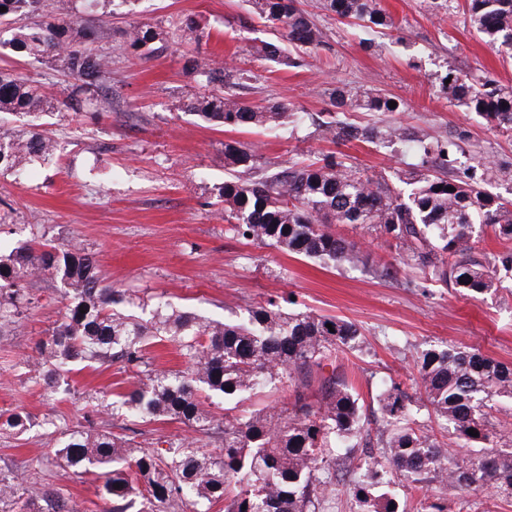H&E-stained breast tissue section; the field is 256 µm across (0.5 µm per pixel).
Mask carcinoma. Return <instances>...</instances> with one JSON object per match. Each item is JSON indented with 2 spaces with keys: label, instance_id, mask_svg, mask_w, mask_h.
<instances>
[{
  "label": "carcinoma",
  "instance_id": "obj_1",
  "mask_svg": "<svg viewBox=\"0 0 512 512\" xmlns=\"http://www.w3.org/2000/svg\"><path fill=\"white\" fill-rule=\"evenodd\" d=\"M72 0H0V25L10 38L0 48L65 65L75 82L54 102L40 83L0 70V112L37 117L54 107L69 112H104L99 88L110 79V61L94 43L97 31L72 21ZM253 14L268 22L275 39L254 46L261 59L298 68L304 54L323 42L322 30L299 0H251ZM322 8L342 23L389 29L394 20L380 0H323ZM464 11L480 38L498 52L512 54V0H465ZM175 30L183 42L199 43L192 19ZM156 28L131 24L126 49L139 56L155 51ZM192 81L209 92L194 94L188 111L226 128H274L292 116L283 103L254 108L229 85L245 87L255 75L228 76L205 58L190 60ZM441 90L488 123L512 131V87L462 78L447 69ZM396 102L390 108V102ZM337 113L401 112L405 102L351 85L329 93ZM325 136L385 147L412 142L421 165L410 173L406 192L383 177H369L346 158L327 154L317 162H294L272 169L245 144L224 142V221L226 232L246 242L274 246L326 265L360 267L367 257L354 242L334 233L333 224H366L388 245L402 251V262L424 281L481 296L496 289L497 268L473 251L472 225L492 227L495 237L512 240V203L491 197L481 184L489 168L473 167L462 177L441 176L435 164L452 166L448 143L400 127L379 129L327 123ZM55 141L39 125L24 135L0 134V171L20 173L46 161ZM43 276L62 285L66 312L40 341V361L31 382L50 400L68 394L65 373L75 363L120 365L139 381L117 394L112 406L148 421L169 419L217 439L220 453L207 454L184 438L167 448H143L135 438L76 430L54 444L63 467L75 473L100 471V497L107 512H326L340 491L354 497L363 512H399L389 487L395 480L447 498L467 488L512 497V429L491 411L512 413V366L477 350L434 346L414 360V393L392 379L377 396L388 434L377 438L381 451L361 468L355 449L365 417L359 394L335 365L337 354L356 350L365 336L355 324L313 312L285 313L274 301L234 320L205 318L166 305L141 308L125 293L103 285L95 257L73 245L59 250L40 238L0 258V325L14 323L27 304L28 281ZM141 308L143 315L134 312ZM332 327H326V324ZM173 345L183 370L155 368L151 348ZM319 374L317 394L311 375ZM233 390H227V387ZM287 392L286 402L248 415L216 416L212 407L266 387ZM434 416L458 439L455 451L417 425L418 411ZM32 416L1 412L0 431L23 433ZM473 429L479 433L468 434ZM119 488H114V485ZM0 512H74L48 484H25L0 471Z\"/></svg>",
  "mask_w": 512,
  "mask_h": 512
}]
</instances>
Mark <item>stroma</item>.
<instances>
[{
	"mask_svg": "<svg viewBox=\"0 0 512 512\" xmlns=\"http://www.w3.org/2000/svg\"><path fill=\"white\" fill-rule=\"evenodd\" d=\"M322 0H300L323 30V45L310 50L305 66L278 68L256 59L253 45L272 33L250 12L248 0H76L79 27L112 15L97 45L112 59L106 112L42 113L38 122L56 142L51 160L24 174L0 173V254L44 235L58 247L91 250L106 286L140 297L148 306L169 304L224 319L272 299L283 310H310L357 324L362 349L338 355L337 365L359 392L371 434H383L377 396L386 382L408 381L414 359L443 344L470 347L512 364V272L499 273L496 291L472 297L436 283H421L400 263L374 230L339 224L337 234L358 243L364 267L323 266L278 249L232 238L226 232L219 195L227 173L224 143L256 146L275 166L341 153L365 174L390 179L411 171L420 156L414 145L383 148L352 141L337 144L321 134L334 120L329 89L351 83L403 99L404 111L347 112L358 126H400L447 142L451 175L484 163L497 175L482 189L512 200V134L451 102L441 90L447 67L512 86V58L486 46L471 27L464 0H449L435 12L427 0H381L395 26L378 34L337 21ZM191 17L206 35L199 44H177L171 20ZM154 26L167 49L139 57L123 47L132 23ZM375 41L376 52L363 44ZM252 70L256 79L238 97L258 107L286 104L295 118L270 132L230 130L188 112L184 98L197 90L186 72L190 56ZM30 76L48 94L63 97L74 78L43 60L0 57V68ZM389 275H382V267ZM32 302L19 322L0 327V412L55 416L54 432L34 426L22 434H0V470L52 485L75 512H104L98 474L73 475L50 452L56 435L73 429L135 435L145 448L193 437L192 429L170 421L141 422L101 407L133 383L127 372L85 367L72 372L67 401L45 400L28 382L39 360L37 343L61 321L65 305L56 282L36 278Z\"/></svg>",
	"mask_w": 512,
	"mask_h": 512,
	"instance_id": "stroma-1",
	"label": "stroma"
}]
</instances>
